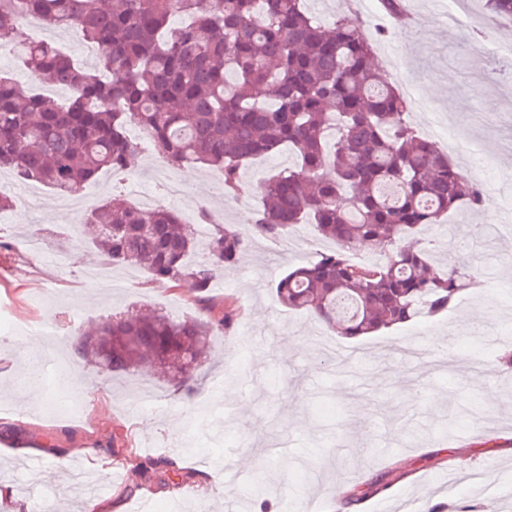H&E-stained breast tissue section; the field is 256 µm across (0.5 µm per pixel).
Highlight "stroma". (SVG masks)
I'll use <instances>...</instances> for the list:
<instances>
[{"instance_id": "35a3bbf8", "label": "stroma", "mask_w": 512, "mask_h": 512, "mask_svg": "<svg viewBox=\"0 0 512 512\" xmlns=\"http://www.w3.org/2000/svg\"><path fill=\"white\" fill-rule=\"evenodd\" d=\"M418 22L419 38L397 25L380 0H361L364 34L378 67L411 102L409 122L423 135L451 130L440 146L463 172L479 181L496 211L460 207L430 234L446 240L462 230L470 241V267L481 285L465 291L448 312L382 330L357 343L303 311L278 303L275 286L288 267L315 262L332 250L309 226L302 242L285 246L254 237L261 204L257 178L291 167V150L254 159L242 171L245 191L234 199L208 193L217 171L171 167L155 156L136 157L129 175L105 171L85 186L92 204L104 202L103 185L134 200L136 177L151 187L175 181L188 188L171 201L182 214L207 207L223 213L248 241L238 263L213 280L204 297L157 282L143 270L114 267L118 287L106 290L86 277L102 260L61 196L43 186L39 204L0 212V512H86L89 504L121 501L122 512H284L302 497L311 512H336L337 491L362 494L361 512L390 501L403 512L422 495L429 507L463 512L480 501L468 476L487 471L495 497L491 512H512V368L496 364L512 350V235L489 243L494 220L512 214V79L479 51L487 39L512 47V22L499 21L486 0H462L460 26L448 24L450 0H404ZM52 226L54 238L39 259L23 256L20 241ZM81 263H74V255ZM232 306L226 332L215 333L191 379L177 383L154 369L113 373L87 356H71L96 325L152 309L177 320H206ZM68 318L56 338L34 326ZM306 337L303 350L289 347ZM37 342L59 357L63 370L51 385H30L34 363L13 350L15 340ZM151 389L154 406L132 405L130 393ZM110 398L100 414L87 390ZM57 390L80 394V417L53 419L47 412ZM370 442H363V434ZM112 465L94 466L88 449ZM248 465H241V458ZM237 471L240 491L210 496ZM273 491L252 495L257 476ZM382 490H373V482Z\"/></svg>"}]
</instances>
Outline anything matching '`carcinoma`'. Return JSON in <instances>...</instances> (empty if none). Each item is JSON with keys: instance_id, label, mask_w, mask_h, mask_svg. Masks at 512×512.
<instances>
[{"instance_id": "carcinoma-1", "label": "carcinoma", "mask_w": 512, "mask_h": 512, "mask_svg": "<svg viewBox=\"0 0 512 512\" xmlns=\"http://www.w3.org/2000/svg\"><path fill=\"white\" fill-rule=\"evenodd\" d=\"M26 14L99 47L95 65L81 66L53 40H27ZM174 15L183 21L172 24ZM3 48L67 92L59 103L0 76V170L16 180L74 193L104 170L126 172L146 149L172 167L218 170L223 195L233 196L247 162L286 145L296 164L257 185L253 233L282 240L308 225L335 248L277 282L281 304L361 337L445 313L475 285L465 263L430 271L427 233L463 203L484 207L485 191L408 122L409 101L375 68L350 11L324 25L306 0H0ZM197 221L211 227L203 242L180 212L114 194L85 224L104 263L200 293L247 242L207 209ZM357 244L377 259L351 262ZM201 249L206 261L190 264ZM232 319L229 307L208 321L115 317L85 349L112 372L155 361L185 379Z\"/></svg>"}]
</instances>
